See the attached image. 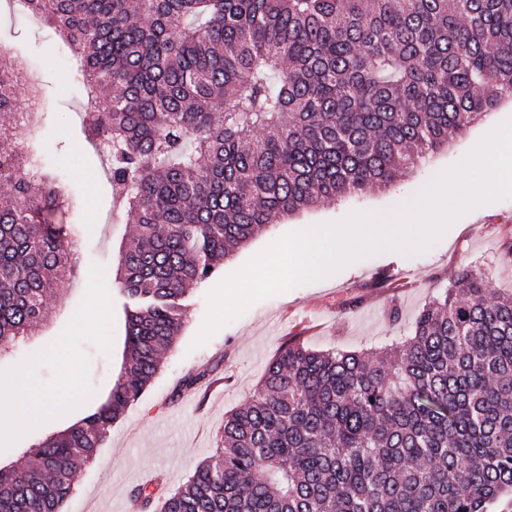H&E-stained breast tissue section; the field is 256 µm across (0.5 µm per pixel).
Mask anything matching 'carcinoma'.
Returning a JSON list of instances; mask_svg holds the SVG:
<instances>
[{
  "instance_id": "carcinoma-1",
  "label": "carcinoma",
  "mask_w": 512,
  "mask_h": 512,
  "mask_svg": "<svg viewBox=\"0 0 512 512\" xmlns=\"http://www.w3.org/2000/svg\"><path fill=\"white\" fill-rule=\"evenodd\" d=\"M79 56L84 134L135 231L107 400L0 468V512H60L181 335L189 287L265 225L392 184L512 98V0H29ZM0 51V354L76 272L70 184L29 153ZM512 494V295L463 270L369 361L287 343L161 512H488ZM131 497L151 512L157 493Z\"/></svg>"
}]
</instances>
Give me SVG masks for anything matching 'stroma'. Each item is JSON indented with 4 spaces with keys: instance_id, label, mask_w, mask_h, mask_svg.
<instances>
[{
    "instance_id": "obj_1",
    "label": "stroma",
    "mask_w": 512,
    "mask_h": 512,
    "mask_svg": "<svg viewBox=\"0 0 512 512\" xmlns=\"http://www.w3.org/2000/svg\"><path fill=\"white\" fill-rule=\"evenodd\" d=\"M20 50L40 75L48 112L28 141L76 187L83 205L73 217L79 267L49 301V318L38 336L0 356V383L11 382L31 366L40 384H61L57 356H43L42 343L57 342L79 374L78 388L105 401L122 370L125 317L117 276L120 250L132 230L113 200L103 164L82 133L87 101L78 64L67 44L44 20L22 15L11 0H0V48ZM512 120V100L453 137L447 148L426 156L410 173L386 188L318 204L279 219L227 256L212 278L194 285L188 321L164 356L155 379L127 413L113 424L95 457L74 477L63 512H132V489L155 478L160 495L182 485L195 466L222 445L224 419L249 401L268 363L292 337L313 349L372 355L399 346L410 335L417 313L439 297L464 269L480 272L490 287L512 293V197L482 205L460 216L444 235L418 254L379 252L360 258L332 275L256 303L199 348L191 342L202 326L208 292L268 244L298 224L338 222L353 212L383 213L423 191L443 170L460 162L473 144L502 122ZM103 285L104 307L89 306L92 284ZM398 307V320L388 312ZM202 385L182 389L191 375ZM72 395L60 398L69 411L48 409L35 418L24 406L12 409L0 426V466L22 467L40 441L78 420L83 407Z\"/></svg>"
}]
</instances>
